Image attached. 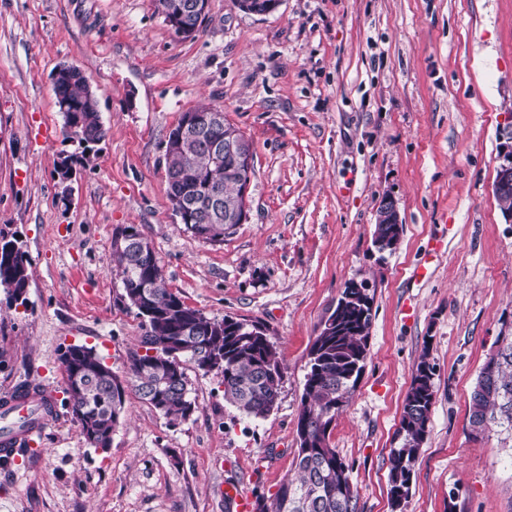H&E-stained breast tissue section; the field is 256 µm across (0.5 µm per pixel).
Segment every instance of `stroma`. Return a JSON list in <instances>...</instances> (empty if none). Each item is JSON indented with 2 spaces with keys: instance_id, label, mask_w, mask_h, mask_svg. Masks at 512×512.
Wrapping results in <instances>:
<instances>
[{
  "instance_id": "35a3bbf8",
  "label": "stroma",
  "mask_w": 512,
  "mask_h": 512,
  "mask_svg": "<svg viewBox=\"0 0 512 512\" xmlns=\"http://www.w3.org/2000/svg\"><path fill=\"white\" fill-rule=\"evenodd\" d=\"M62 64L84 72L107 130L65 185L56 164L75 146L51 82ZM201 103L254 149L249 219L220 243L187 233L167 196V136ZM511 121L512 0H281L263 17L210 0L192 39L154 0H0V237L22 245L31 274L26 304L0 288V393L63 392L70 344L131 385L140 320L112 272L126 226L187 305L262 323L286 367L277 408L251 422L220 375L185 362L194 412L171 423L128 394L104 452L58 403L34 451L0 467V512H234L224 485L275 493L294 473L312 340L351 279L371 286L372 328L330 443L358 512H392L390 451L424 354L435 399L404 512H512L511 457L468 427L512 314V223L494 191ZM387 197L403 234L381 253Z\"/></svg>"
}]
</instances>
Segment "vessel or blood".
Segmentation results:
<instances>
[{"label": "vessel or blood", "instance_id": "vessel-or-blood-1", "mask_svg": "<svg viewBox=\"0 0 512 512\" xmlns=\"http://www.w3.org/2000/svg\"><path fill=\"white\" fill-rule=\"evenodd\" d=\"M50 415L43 395L18 396L16 391L0 394V465L17 464L24 448L44 427Z\"/></svg>", "mask_w": 512, "mask_h": 512}]
</instances>
